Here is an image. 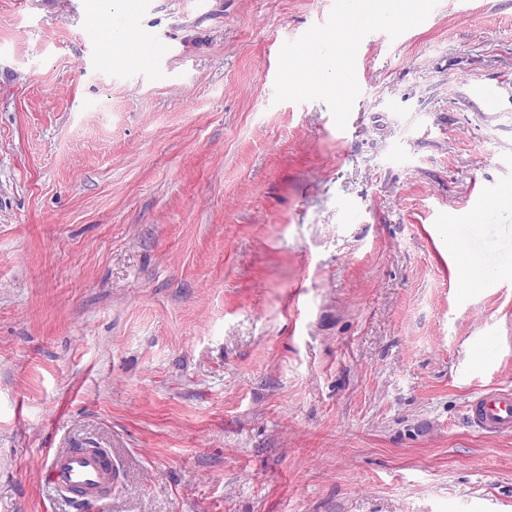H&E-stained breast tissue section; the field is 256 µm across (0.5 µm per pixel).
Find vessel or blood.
<instances>
[{
	"instance_id": "b4317fda",
	"label": "vessel or blood",
	"mask_w": 512,
	"mask_h": 512,
	"mask_svg": "<svg viewBox=\"0 0 512 512\" xmlns=\"http://www.w3.org/2000/svg\"><path fill=\"white\" fill-rule=\"evenodd\" d=\"M466 418L486 434L512 433V391L492 388L469 400ZM112 455L103 448H61L53 452L46 482L60 495L95 512L112 489Z\"/></svg>"
}]
</instances>
